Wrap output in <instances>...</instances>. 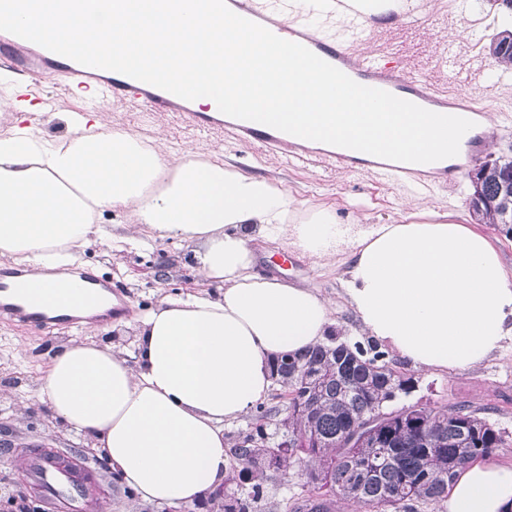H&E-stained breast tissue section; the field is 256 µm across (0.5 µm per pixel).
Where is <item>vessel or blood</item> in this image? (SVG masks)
<instances>
[{
  "mask_svg": "<svg viewBox=\"0 0 512 512\" xmlns=\"http://www.w3.org/2000/svg\"><path fill=\"white\" fill-rule=\"evenodd\" d=\"M285 0H226L235 13L261 24L278 37L299 43L322 60L335 66L357 83L385 90L394 96L413 102H422L437 108H446L441 93L427 80L408 75L402 70L389 67L380 58L354 52L352 45L358 42L363 28L362 20L351 21L347 28L349 43H341L330 34H315L309 16L287 19ZM61 55L14 34L0 31V69L14 76L16 99L27 106L40 105L33 76L49 73L54 64L60 63ZM73 81L70 90L74 96L97 103L114 97L141 99L149 109L184 112L197 125L223 122L240 143L263 144L291 161H304L313 157L322 162L344 169L374 165L376 171L398 178L415 174L411 163H400L383 158H368L366 153L346 149L336 151L311 146L308 140L284 133L257 122L223 116L218 107L193 111L189 103L151 84L133 79L118 72L87 67L72 63ZM26 271L14 268L0 269V319L42 333L55 328L78 325L79 318L57 304L53 297L35 301L33 293L25 286ZM79 295L86 300L98 301L110 292L111 287L89 272L81 273L74 283ZM29 470L37 482L46 489L52 512H79L77 497L80 480L64 470L57 457L42 453L34 454L28 462Z\"/></svg>",
  "mask_w": 512,
  "mask_h": 512,
  "instance_id": "vessel-or-blood-1",
  "label": "vessel or blood"
}]
</instances>
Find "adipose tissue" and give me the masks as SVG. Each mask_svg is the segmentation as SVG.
Instances as JSON below:
<instances>
[{"mask_svg": "<svg viewBox=\"0 0 512 512\" xmlns=\"http://www.w3.org/2000/svg\"><path fill=\"white\" fill-rule=\"evenodd\" d=\"M420 0H288V15L346 26ZM65 136L19 116L0 133V258L40 268L37 289L69 292L61 266L106 238L194 243L209 290L167 296L136 330V363L88 340L59 346L36 393L67 432L94 440L121 482L146 501L189 506L224 483L225 425L262 403L274 361L322 343L337 320L319 290L258 270L252 242L284 241L342 266L341 286L363 332L423 370L463 369L512 335V274L494 242L453 213L340 223L299 211L266 179L223 162L169 152L112 128L99 112L62 115ZM442 512H512V466L476 461Z\"/></svg>", "mask_w": 512, "mask_h": 512, "instance_id": "ef3b65f1", "label": "adipose tissue"}]
</instances>
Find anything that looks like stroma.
Wrapping results in <instances>:
<instances>
[{"instance_id": "stroma-1", "label": "stroma", "mask_w": 512, "mask_h": 512, "mask_svg": "<svg viewBox=\"0 0 512 512\" xmlns=\"http://www.w3.org/2000/svg\"><path fill=\"white\" fill-rule=\"evenodd\" d=\"M421 9L419 18L395 16L367 25L359 51L399 62L411 75L481 102L483 115L493 123L484 155H511L512 76L494 81L487 77L492 61L490 38L502 26L492 0H422ZM69 82V76L63 75L42 89L44 96L54 101L52 111L38 116L49 134L65 131L59 113L92 109L85 100L65 92ZM103 115L112 127L131 135L159 137L176 152L205 153L223 160L226 167L265 178L294 197L300 209L327 207L341 222L357 215L373 224L389 222L417 214L425 205L453 211L462 223L473 221L468 178L473 163L469 160L461 163L455 184H436L427 176L417 184L368 171L340 170L317 161L289 162L266 149L237 143L223 125L200 130L180 113L152 112L136 100H108ZM192 250V243L159 239L102 241L87 249L78 266L70 268V275L83 269L105 275L112 282L113 296L126 305L119 318L97 319L96 341L132 357L137 319L145 308L169 294L202 291L203 285L189 265ZM255 251L264 272L305 283L334 302L340 341L367 342V334L357 328L339 291L335 266L301 257L280 242L257 243ZM85 338L81 326L42 335L0 322V512H19L10 494L13 487L30 483L26 458L32 452L46 449L69 455L74 449H85V439L59 430L35 396L56 348ZM389 357L417 382L410 402L421 401L439 410L468 407L503 434L505 444L494 455V462L512 465L511 337L485 360L464 369L422 371L397 352H390ZM84 465L105 490L95 502L94 512H163L121 485L111 469L102 468L94 452L87 451ZM312 489L299 465H292L284 474L268 472L255 512H290L291 503Z\"/></svg>"}]
</instances>
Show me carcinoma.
<instances>
[{"label":"carcinoma","instance_id":"carcinoma-1","mask_svg":"<svg viewBox=\"0 0 512 512\" xmlns=\"http://www.w3.org/2000/svg\"><path fill=\"white\" fill-rule=\"evenodd\" d=\"M512 185V160L500 163L495 180H486L490 198L499 185ZM490 224L512 221L508 207L496 201L485 210ZM281 389L300 390V406L293 408L292 433L308 440L304 460L313 470L336 462L331 489L315 492L292 506V512H335L336 499L361 504L365 512H422L444 501L448 485L458 470L476 459H487L504 444V437L486 419L460 406L451 411H433L434 441L426 448H372L360 428L369 421H386L391 399L414 384L413 377L397 369L378 345H322L280 360L276 366ZM271 410L256 407L254 434L234 442L236 491L210 492L212 504L223 512H251L263 495V480L274 461L288 470L290 460L273 449L254 442L266 434ZM387 459L379 473L370 474L366 462Z\"/></svg>","mask_w":512,"mask_h":512}]
</instances>
